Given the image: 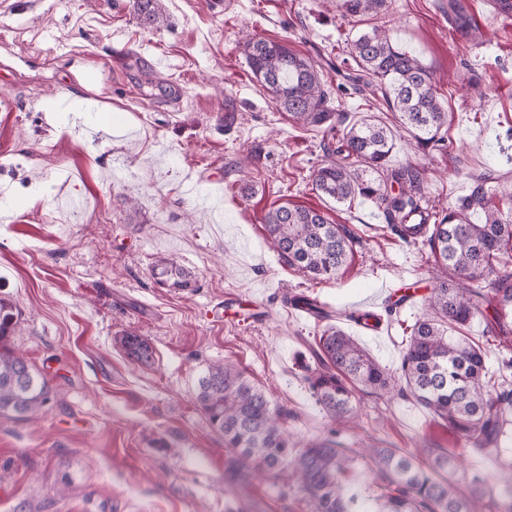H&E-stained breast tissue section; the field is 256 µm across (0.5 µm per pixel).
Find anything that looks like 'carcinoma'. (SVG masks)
Masks as SVG:
<instances>
[{
  "instance_id": "obj_1",
  "label": "carcinoma",
  "mask_w": 512,
  "mask_h": 512,
  "mask_svg": "<svg viewBox=\"0 0 512 512\" xmlns=\"http://www.w3.org/2000/svg\"><path fill=\"white\" fill-rule=\"evenodd\" d=\"M148 27L164 23L161 0H132ZM343 15L363 17L387 9V0H339ZM244 53L254 78L271 94L278 111L307 126L342 123L329 107L319 71L285 41L249 39ZM351 57L375 82L400 125L422 147L445 142L448 113L433 89L429 70L374 27L351 43ZM394 132L372 119L343 129L336 158L314 173L320 194L337 203L363 198L383 209L390 229L404 241L427 243L438 276L425 297V313L411 327L398 374L370 357L351 336L330 327L320 337L308 371L309 390L336 423V431L355 418V391L383 396L403 386L448 428L481 453L503 433L512 407V361L502 364L499 382L486 378L484 349L462 334L479 301L491 309L487 333L498 344L512 343V274L499 264L512 259V207L503 211L501 195L512 189L486 186L475 179L470 192L446 211L421 205V170L388 166ZM266 237L278 256L312 279H330L346 265L351 236L315 208L288 203L267 213ZM14 321L12 307L0 300V416L33 419L50 401L45 377L7 346ZM125 353L148 361L151 347L136 333L118 339ZM196 401L210 426L224 435L225 472L232 481L274 477L300 493L312 512H512V483L494 490L479 477L462 485L454 456L423 448L415 455L399 448L368 445L376 495L369 508L358 505L349 480L352 458L336 440L310 441L298 448L283 429L282 410L266 391L228 364L208 367L199 379Z\"/></svg>"
}]
</instances>
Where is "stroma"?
I'll list each match as a JSON object with an SVG mask.
<instances>
[{
  "label": "stroma",
  "instance_id": "obj_1",
  "mask_svg": "<svg viewBox=\"0 0 512 512\" xmlns=\"http://www.w3.org/2000/svg\"><path fill=\"white\" fill-rule=\"evenodd\" d=\"M337 2L161 0L165 22L150 28L131 0H0V96L12 102L0 107V298L17 315L10 349L51 387L35 421L0 417V512H310L276 480L225 481L224 437L196 403L198 381L234 365L269 392L288 433L329 437L335 424L303 379L319 336L341 328L397 370L421 298L379 307L378 337L351 313L389 282L427 294L434 261L370 201L320 195L313 176L336 139L276 110L245 37L309 58L345 124L372 113L391 125L380 91L355 90L350 56L356 35L384 28L430 70L448 112L446 148L399 129L389 167L418 164L439 209L474 178L512 184V16L484 6L474 34L452 24L448 0H388L360 19ZM287 202L348 229L353 254L336 279H308L267 242L264 217ZM163 259L191 287L162 279ZM299 295L326 317L295 315ZM228 296L241 306L219 317ZM127 332L149 341V362L118 347ZM356 406L345 447L443 448L462 476L512 480L501 466L512 411L479 454L410 393H360Z\"/></svg>",
  "mask_w": 512,
  "mask_h": 512
}]
</instances>
